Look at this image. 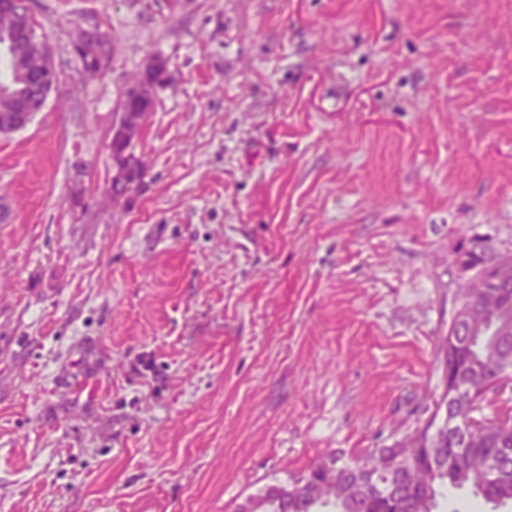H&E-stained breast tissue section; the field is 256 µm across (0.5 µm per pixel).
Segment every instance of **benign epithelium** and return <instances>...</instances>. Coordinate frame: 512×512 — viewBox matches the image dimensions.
Instances as JSON below:
<instances>
[{
  "label": "benign epithelium",
  "instance_id": "7a95c632",
  "mask_svg": "<svg viewBox=\"0 0 512 512\" xmlns=\"http://www.w3.org/2000/svg\"><path fill=\"white\" fill-rule=\"evenodd\" d=\"M0 20L16 29L22 26L26 28L23 40L24 62L28 67L35 65L39 68V98L41 104H46L49 96L60 83L59 70L49 60L46 40L39 31L31 30L30 17L21 11L16 0H11L8 5L0 3ZM161 66L160 60L153 57L148 59L137 79L125 90V99L139 100L146 97L149 99L148 104L133 111L121 107L112 121L108 142L112 158L110 179L112 185L131 178L143 167L142 159L132 153V147L154 112L157 88L162 82V76L158 75ZM32 118L33 110L29 108L22 112L0 113V139L22 130L32 121ZM463 274L468 288L478 283L484 289H496V292L490 296L494 303L501 298L498 289L509 287V280H507L509 271L504 265H490L478 275L470 270L463 271Z\"/></svg>",
  "mask_w": 512,
  "mask_h": 512
}]
</instances>
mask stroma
Listing matches in <instances>:
<instances>
[{
  "label": "stroma",
  "instance_id": "1",
  "mask_svg": "<svg viewBox=\"0 0 512 512\" xmlns=\"http://www.w3.org/2000/svg\"><path fill=\"white\" fill-rule=\"evenodd\" d=\"M35 4L61 81L0 140V512H234L421 425L459 256L512 254V0ZM96 29L101 36L96 43L85 49L71 48L70 51V54L83 71L95 69L99 64L100 57H108L110 61L112 58V42L97 27ZM107 67L108 62L102 60L95 73L103 72ZM161 66L162 62L160 60L154 57L149 58L137 79L125 90V95L122 93L118 106L121 104L123 97L125 100H128L125 104L129 106L134 104L129 99L139 100L148 98V104L133 111L121 107L117 110L112 121L108 142L112 158V176L107 190V199L112 204V210L114 211L125 209L130 203V197L125 193L111 190V184L113 185L131 178L143 167L142 159L135 153L132 155L131 151L154 112L157 88L163 80L162 74L157 75ZM150 78L153 79L150 81ZM146 85L151 89L149 96L142 94V87ZM144 176L145 171H138L137 175L133 177L132 180H137V184L128 188L131 193L142 184Z\"/></svg>",
  "mask_w": 512,
  "mask_h": 512
}]
</instances>
